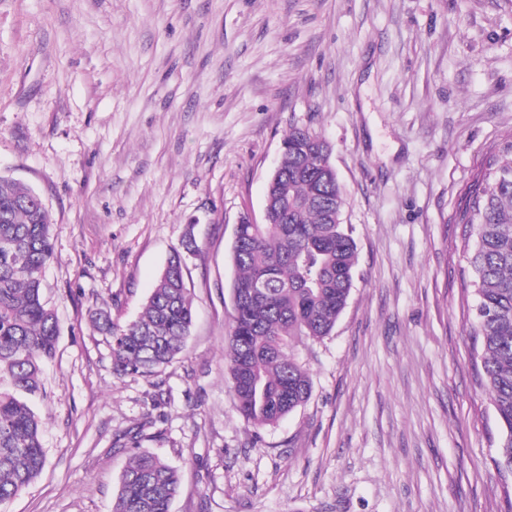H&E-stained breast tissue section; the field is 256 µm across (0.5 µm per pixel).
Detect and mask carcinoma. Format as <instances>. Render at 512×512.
Segmentation results:
<instances>
[{
	"label": "carcinoma",
	"mask_w": 512,
	"mask_h": 512,
	"mask_svg": "<svg viewBox=\"0 0 512 512\" xmlns=\"http://www.w3.org/2000/svg\"><path fill=\"white\" fill-rule=\"evenodd\" d=\"M279 173L267 189L270 224L235 228L234 317L226 360L239 410L254 427L270 426L310 397L311 381L288 354L294 339L329 335L344 310L357 245L342 220V187L321 165L328 144L305 127L285 136ZM494 160L462 211L472 240L468 264L476 296V381L490 395L502 438L497 469L512 470V144ZM51 215L27 185L0 176V506L41 474L43 423L28 398L41 389L59 323L42 292L51 262ZM109 337L113 370L150 375L187 348L193 321L184 262L174 251L133 320L91 315ZM178 471L161 457L134 453L111 512H170Z\"/></svg>",
	"instance_id": "1"
}]
</instances>
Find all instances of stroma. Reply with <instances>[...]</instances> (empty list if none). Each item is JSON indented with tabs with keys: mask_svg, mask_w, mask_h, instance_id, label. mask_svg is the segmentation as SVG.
Listing matches in <instances>:
<instances>
[{
	"mask_svg": "<svg viewBox=\"0 0 512 512\" xmlns=\"http://www.w3.org/2000/svg\"><path fill=\"white\" fill-rule=\"evenodd\" d=\"M295 126L332 147L358 256L331 334L293 349L309 400L256 429L232 242ZM510 142L512 0H0V175L53 215L59 320L46 464L0 512H110L135 451L179 470L171 512H512L460 224ZM189 241L187 351L114 373L90 310L134 319Z\"/></svg>",
	"mask_w": 512,
	"mask_h": 512,
	"instance_id": "35a3bbf8",
	"label": "stroma"
}]
</instances>
